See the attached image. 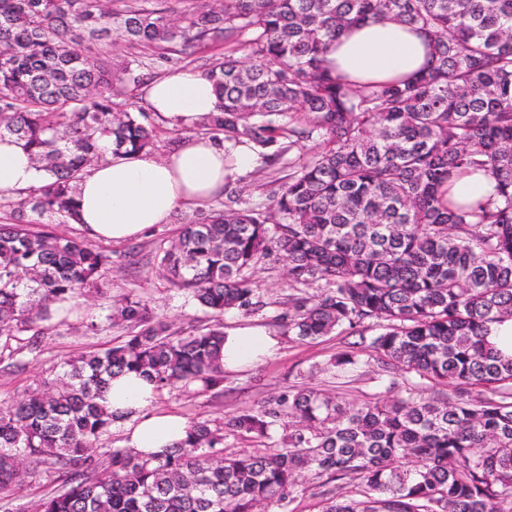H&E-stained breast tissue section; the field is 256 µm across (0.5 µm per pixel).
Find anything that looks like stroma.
<instances>
[{"label":"stroma","mask_w":512,"mask_h":512,"mask_svg":"<svg viewBox=\"0 0 512 512\" xmlns=\"http://www.w3.org/2000/svg\"><path fill=\"white\" fill-rule=\"evenodd\" d=\"M191 209H182L177 219L149 229L134 242H104L112 253V269L101 280L100 292L91 300L76 299L69 316H57L47 324L40 351L25 370L15 373L0 372V401L16 396L35 380L66 359L89 351L108 347L121 336L120 327L104 325L107 309L114 301L133 293L150 298L155 311L174 327L184 330L202 328L210 318L184 291L170 286L154 266V255L159 244L173 238L181 218L191 216ZM258 311L245 314L227 310L223 317L225 329L243 325L263 327L279 343L276 356L241 372L224 376V392L217 395L194 388H175L163 391L157 399L159 408L186 419L200 418L224 422L242 409L261 405L287 387H308L335 396L339 403L350 406L372 398L395 395L393 375L376 359H369L355 371L339 376L327 372L330 359L349 350H364L357 336L336 331L315 340H300L289 332L279 316L288 306L293 290L289 288L283 264L271 259L260 264L252 275ZM100 323L101 331L87 332L90 322ZM357 482L344 479L335 482L311 481L306 493L298 495L292 504L294 512H319L322 500L343 495L356 496Z\"/></svg>","instance_id":"35a3bbf8"}]
</instances>
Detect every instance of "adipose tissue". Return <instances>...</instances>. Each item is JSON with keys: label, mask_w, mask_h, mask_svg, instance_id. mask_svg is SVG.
I'll return each mask as SVG.
<instances>
[{"label": "adipose tissue", "mask_w": 512, "mask_h": 512, "mask_svg": "<svg viewBox=\"0 0 512 512\" xmlns=\"http://www.w3.org/2000/svg\"><path fill=\"white\" fill-rule=\"evenodd\" d=\"M427 41L390 19L349 28L330 48L335 73L362 83L402 78L427 63ZM148 108L180 127L215 111L213 84L199 72L178 70L150 84ZM255 153L244 145L208 138L181 139L165 157L151 152L115 155L96 166L78 186L81 225L93 238L121 242L141 236L155 224L169 223L187 206H200L224 191L228 179L252 169ZM42 174L12 137L0 138V196H15L40 185ZM277 341L259 327H238L224 338L221 363L237 371L272 358ZM157 392L145 377L116 376L105 399L116 416L123 444L145 455H159L186 437L182 416L157 408Z\"/></svg>", "instance_id": "adipose-tissue-1"}]
</instances>
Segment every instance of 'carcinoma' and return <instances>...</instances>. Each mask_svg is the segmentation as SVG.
Returning a JSON list of instances; mask_svg holds the SVG:
<instances>
[{"mask_svg":"<svg viewBox=\"0 0 512 512\" xmlns=\"http://www.w3.org/2000/svg\"><path fill=\"white\" fill-rule=\"evenodd\" d=\"M182 2L0 0V139L23 143L43 173L0 224V363L35 352L53 306L112 268V252L55 226L78 223L75 190L106 159L102 142L154 149L138 105L145 63L193 64L213 83L217 112L193 121L198 135L258 148L267 166L302 140L319 149L288 163L268 205L228 183L158 248V268L212 325L174 331L130 295L107 315L120 340L0 403V500L30 466L61 481L34 512H292L321 478L356 479L361 498L320 512H512V356L487 341L512 318V0ZM385 17L427 37L422 72L357 85L333 74L330 45ZM478 171L495 193L457 202L450 188ZM274 255L296 290L279 316L288 329H373L368 348L404 390L346 408L289 388L222 426L189 421L159 457L96 458L112 376L224 393V311L258 309L249 274ZM359 364L349 350L328 368ZM411 375L455 397H419ZM228 434L263 448L232 452Z\"/></svg>","mask_w":512,"mask_h":512,"instance_id":"carcinoma-1","label":"carcinoma"}]
</instances>
